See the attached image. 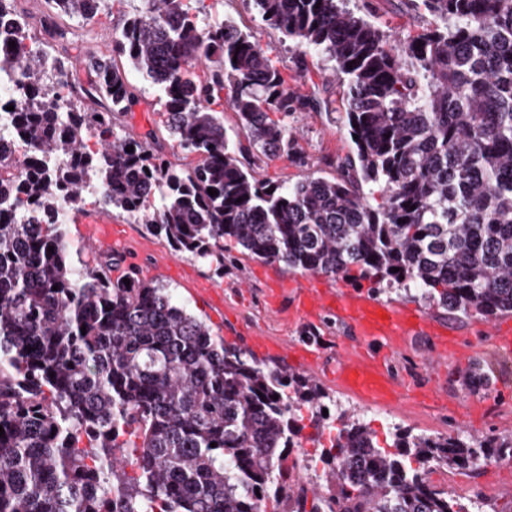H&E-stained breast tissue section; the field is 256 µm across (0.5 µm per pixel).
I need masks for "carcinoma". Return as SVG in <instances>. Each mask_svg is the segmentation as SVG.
Here are the masks:
<instances>
[{
	"label": "carcinoma",
	"mask_w": 512,
	"mask_h": 512,
	"mask_svg": "<svg viewBox=\"0 0 512 512\" xmlns=\"http://www.w3.org/2000/svg\"><path fill=\"white\" fill-rule=\"evenodd\" d=\"M12 2L0 0V36L15 43L0 113L21 107L0 140L21 139L28 160L15 179L17 159L0 149V512H467L431 473L511 463L512 439L394 426L383 446L358 417L333 427L316 385L224 345L166 286L74 264L61 202L92 196L200 259L224 260L229 239L305 273L355 267L413 286L451 313L511 312L512 0H411L431 21L408 40L345 0H253L294 41L298 68L316 50L347 82L355 156L332 180L295 183L254 172L299 156L295 113L331 110L285 87L233 20L201 26L183 0H141L112 31V52L161 93L172 140L201 157L185 169L112 128L135 99L117 65L52 92L67 74L27 44ZM53 2L86 23L107 5ZM224 105L240 131L224 127ZM305 420L317 443L336 431L319 448L326 486L309 511L288 475Z\"/></svg>",
	"instance_id": "carcinoma-1"
}]
</instances>
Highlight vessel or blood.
I'll return each mask as SVG.
<instances>
[{
    "label": "vessel or blood",
    "instance_id": "vessel-or-blood-1",
    "mask_svg": "<svg viewBox=\"0 0 512 512\" xmlns=\"http://www.w3.org/2000/svg\"><path fill=\"white\" fill-rule=\"evenodd\" d=\"M68 221L84 225L85 238L94 248L111 250V213L73 210ZM316 311L336 317L352 330L354 342L337 372L338 382L345 390L367 400L399 401L411 397L413 386L398 382L390 374L388 359L397 344L420 332L417 314L345 291L323 294L307 289L298 293L297 317L305 320Z\"/></svg>",
    "mask_w": 512,
    "mask_h": 512
}]
</instances>
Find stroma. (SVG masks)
<instances>
[{"label": "stroma", "instance_id": "obj_1", "mask_svg": "<svg viewBox=\"0 0 512 512\" xmlns=\"http://www.w3.org/2000/svg\"><path fill=\"white\" fill-rule=\"evenodd\" d=\"M355 2L375 24L401 38L418 35L429 22L407 0ZM140 6V0H109L105 11L86 25L59 14L52 0L14 3L16 13L29 24L33 45L64 61L74 84L86 82L88 76L87 71L75 68V59L89 50L110 46L113 28ZM185 7L203 25L233 17L242 29L253 34L289 88L317 93L329 99L336 110H343L347 87L334 76L331 62L321 53L310 52L308 71L300 73L288 37L262 22L251 0H187ZM129 79L136 89L134 109L118 117V129L150 136L165 158L179 167L195 166L198 156L174 147L164 128L157 88L134 71ZM292 125L306 165L276 160L257 170L256 178L298 181L312 171L330 180L337 177L339 162L354 151L341 124L323 112H304L295 116ZM112 233L115 247L111 256L105 257L85 242L79 225H68L75 262L104 266L115 280L132 275L173 288L194 315L223 337L226 346L313 379L335 408L355 411L372 429L379 431L395 424L417 433L512 438V350L496 343L487 331L486 319L448 313L446 308L428 306L414 294L397 288L375 292L368 279L325 277L329 287L353 289L398 309L417 310L427 323L426 331L396 347L388 362L396 379L416 385L415 398L390 405L374 404L343 391L337 383L340 353L353 341L348 327L328 315L307 323L293 318L301 272L253 258L230 240L224 243V266L219 269L214 263L176 253L165 239L148 234L143 225L117 211L112 214ZM451 329L461 343L474 347L467 364L451 360L438 363L432 357L441 335ZM476 365L492 373L491 388L479 386L472 377L471 369ZM431 478L447 486L469 512H512V463L488 465L475 477L438 469Z\"/></svg>", "mask_w": 512, "mask_h": 512}]
</instances>
